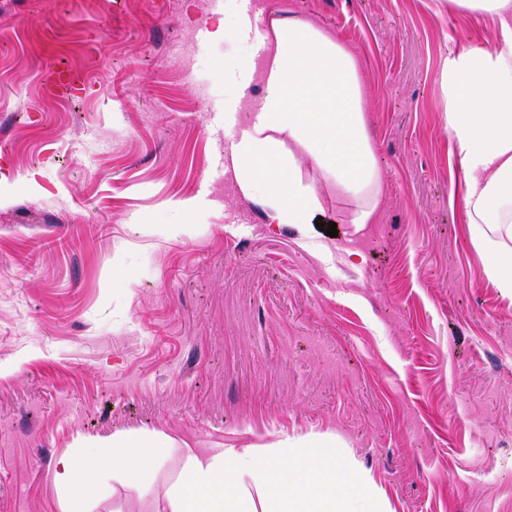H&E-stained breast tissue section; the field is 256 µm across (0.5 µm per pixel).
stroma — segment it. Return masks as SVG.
I'll use <instances>...</instances> for the list:
<instances>
[{
    "mask_svg": "<svg viewBox=\"0 0 512 512\" xmlns=\"http://www.w3.org/2000/svg\"><path fill=\"white\" fill-rule=\"evenodd\" d=\"M356 60L380 171L370 224L320 197L308 245L239 188L224 0H14L0 12V512H60L78 438L175 441L89 512H165L185 447L335 434L392 512H512V298L470 242L442 74L489 48L448 0H265ZM81 72L47 94L58 64ZM193 199L192 211L179 207ZM83 81L80 74L71 70L56 69L49 76L46 89L49 93L60 98L68 97Z\"/></svg>",
    "mask_w": 512,
    "mask_h": 512,
    "instance_id": "35a3bbf8",
    "label": "stroma"
}]
</instances>
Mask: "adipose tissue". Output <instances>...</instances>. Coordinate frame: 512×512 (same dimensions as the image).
<instances>
[{"mask_svg":"<svg viewBox=\"0 0 512 512\" xmlns=\"http://www.w3.org/2000/svg\"><path fill=\"white\" fill-rule=\"evenodd\" d=\"M462 14L493 17L501 32L491 48L467 49L443 74L442 110L466 174L463 207L471 242L486 259L485 274L512 296V0H448ZM235 31L253 42L224 96V128L231 167L245 194L258 198L274 224L307 232L319 209L317 190L304 184L293 154L274 131L301 144L310 162L326 171L338 191L359 200L352 218L369 223L380 177L362 116L358 67L353 56L306 19L288 15L259 29L262 9L251 0H224ZM265 92L251 97L254 77ZM251 99L246 127L235 113ZM173 441L162 433L100 441L89 453L60 455L54 481L62 512H84L112 494L109 474L126 471L141 484L161 466ZM167 512H389L384 499L343 460L332 436L283 437L270 446L208 448L189 453L167 492Z\"/></svg>","mask_w":512,"mask_h":512,"instance_id":"1","label":"adipose tissue"}]
</instances>
